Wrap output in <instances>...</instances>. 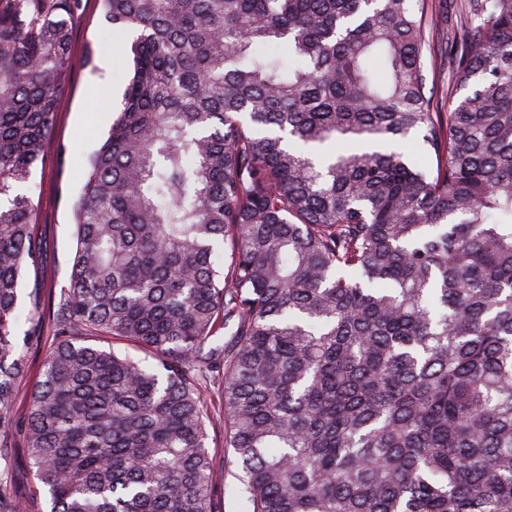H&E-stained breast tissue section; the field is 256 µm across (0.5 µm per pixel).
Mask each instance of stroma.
Listing matches in <instances>:
<instances>
[{"label":"stroma","mask_w":512,"mask_h":512,"mask_svg":"<svg viewBox=\"0 0 512 512\" xmlns=\"http://www.w3.org/2000/svg\"><path fill=\"white\" fill-rule=\"evenodd\" d=\"M69 76L54 118L51 136L42 146L43 161L35 174L36 222L46 243L40 277L45 288L60 293L69 279L74 254L72 208L89 158L105 140L122 103L129 59L121 49L125 34L110 30L98 0H75L71 16ZM94 45V64L85 48ZM200 396L210 412L208 447L217 461L215 502L219 512H240L235 453L224 438V404L217 385L205 384Z\"/></svg>","instance_id":"1"}]
</instances>
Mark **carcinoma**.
I'll return each instance as SVG.
<instances>
[{
	"label": "carcinoma",
	"instance_id": "obj_1",
	"mask_svg": "<svg viewBox=\"0 0 512 512\" xmlns=\"http://www.w3.org/2000/svg\"><path fill=\"white\" fill-rule=\"evenodd\" d=\"M100 3L133 76L54 303L25 188L71 0H0V512L15 434L49 512H215L207 382L241 512H512V0H464L445 115L446 0ZM21 325L57 339L20 420ZM425 65L427 67L428 87L432 80L435 93V102H438V112H448L451 104L450 90H448V58L444 54V40L431 43V51L425 52Z\"/></svg>",
	"mask_w": 512,
	"mask_h": 512
}]
</instances>
